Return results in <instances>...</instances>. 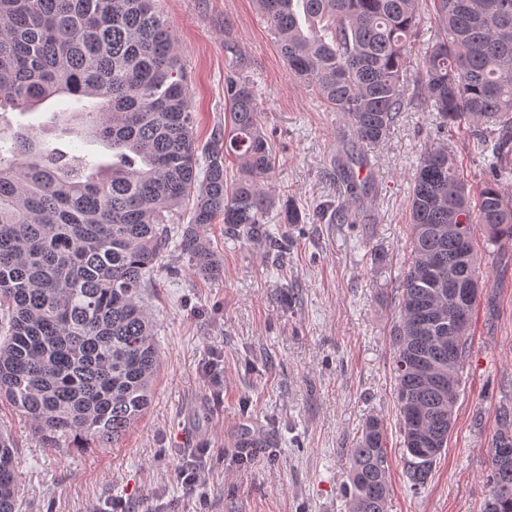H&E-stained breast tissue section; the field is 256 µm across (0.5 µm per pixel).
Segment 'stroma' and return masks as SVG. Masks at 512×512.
I'll return each instance as SVG.
<instances>
[{
  "label": "stroma",
  "instance_id": "stroma-1",
  "mask_svg": "<svg viewBox=\"0 0 512 512\" xmlns=\"http://www.w3.org/2000/svg\"><path fill=\"white\" fill-rule=\"evenodd\" d=\"M188 75L195 132L206 143L224 123V74L250 82L273 146L269 191L299 208L302 223L271 210L262 233L205 236L224 267L205 279L169 251L144 303L159 362L153 400L119 446L36 444L27 422L0 403V431L19 449L23 512H98L112 500L128 512H348L349 454L365 421L386 430L389 512H482L499 408L512 402V242L477 235L485 283L461 371L448 446L428 483L406 476L394 394L392 329L409 256V196L424 152L456 153L469 186L487 178L489 144L468 129L442 131L426 105L399 114L385 139L360 146L372 188L349 196L341 164L351 147L343 113L291 74L254 0H158ZM410 71L440 36L433 0H419ZM323 204L351 219L330 223ZM224 356V390L202 377L211 351ZM187 448L216 458L202 494L178 473Z\"/></svg>",
  "mask_w": 512,
  "mask_h": 512
}]
</instances>
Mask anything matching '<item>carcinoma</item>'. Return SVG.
Listing matches in <instances>:
<instances>
[{"label":"carcinoma","mask_w":512,"mask_h":512,"mask_svg":"<svg viewBox=\"0 0 512 512\" xmlns=\"http://www.w3.org/2000/svg\"><path fill=\"white\" fill-rule=\"evenodd\" d=\"M434 2L441 39L412 79L416 0H256L289 72L347 116L353 141H380L417 99L444 128L463 118L479 136L483 125L497 127L493 179L478 195L438 148L424 153L409 197L410 261L393 344L414 487L427 483L452 427L421 371L441 368L460 388L476 301L451 344L425 339L420 311L456 317L448 277L480 280L476 227L491 243L512 240V197L497 183L512 171V0ZM50 100L62 101L66 132L103 143L112 160L50 147L25 127L0 135V401L44 447L62 438L115 445L149 407L159 360L141 288L171 246L198 274L220 273L200 228L221 217L236 239L258 233L276 206L264 189L272 155L253 89L234 69L224 75V130L199 148L177 39L155 0H0V126ZM231 158L239 176L230 184ZM186 202L190 222L174 234L167 223ZM448 224L464 225L463 234H445ZM498 421L483 512H512V409L501 408ZM416 428L433 447L414 445ZM348 479L349 512H387L376 419L351 449ZM20 484L14 441L0 432V512H18Z\"/></svg>","instance_id":"carcinoma-1"}]
</instances>
